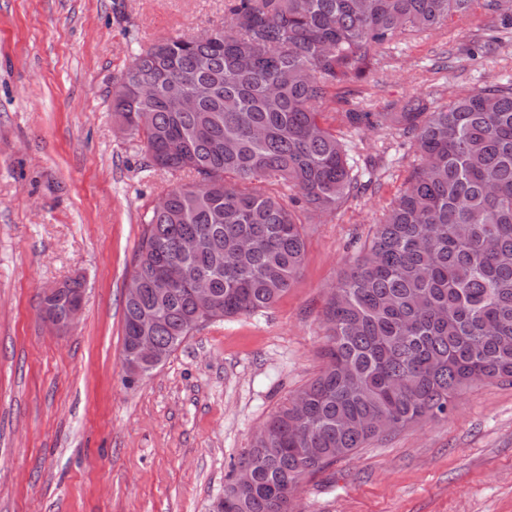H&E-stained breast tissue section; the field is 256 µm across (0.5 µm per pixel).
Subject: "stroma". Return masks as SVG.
<instances>
[{"label": "stroma", "mask_w": 512, "mask_h": 512, "mask_svg": "<svg viewBox=\"0 0 512 512\" xmlns=\"http://www.w3.org/2000/svg\"><path fill=\"white\" fill-rule=\"evenodd\" d=\"M224 0H0V512H217L230 465L325 364L323 309L413 160L398 133L353 136L375 182L333 214L300 213L288 292L208 323L135 384L123 380L124 287L143 221L175 184L147 170L112 88L138 50L223 25ZM474 6L404 35L371 82L337 85L328 118L363 102L448 101L512 73V40ZM85 279L60 334L43 291ZM297 512H512V385L463 389L447 417L390 433L306 479ZM83 306L82 293H76L69 297L68 313L65 320H59L54 315H51L45 311L44 307V318L45 320L56 329L71 328L79 318Z\"/></svg>", "instance_id": "1"}]
</instances>
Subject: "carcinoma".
<instances>
[{"mask_svg": "<svg viewBox=\"0 0 512 512\" xmlns=\"http://www.w3.org/2000/svg\"><path fill=\"white\" fill-rule=\"evenodd\" d=\"M476 0H227L211 33L141 49L112 89V112L143 139L145 166L185 178L145 216L124 296L123 359L140 325L169 358L212 320L249 316L288 292L305 258L288 203L325 215L365 172L319 104L368 77L403 34L438 28ZM197 100L183 112L175 104ZM347 128L396 131L414 160L372 235L328 300L326 364L243 449L218 512H294L303 481L395 429L448 415L465 387L512 384V76L440 104L414 96L396 112H341ZM193 239L195 250L181 251ZM182 264L209 280L213 311ZM61 285L51 308L65 316ZM251 467V482L235 469Z\"/></svg>", "mask_w": 512, "mask_h": 512, "instance_id": "obj_1", "label": "carcinoma"}]
</instances>
